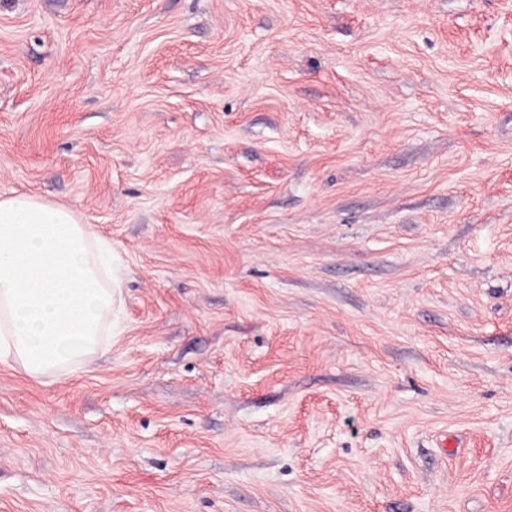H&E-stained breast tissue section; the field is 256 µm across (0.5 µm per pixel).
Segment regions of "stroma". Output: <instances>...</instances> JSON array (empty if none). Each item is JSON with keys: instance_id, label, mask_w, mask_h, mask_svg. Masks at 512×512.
I'll list each match as a JSON object with an SVG mask.
<instances>
[{"instance_id": "stroma-1", "label": "stroma", "mask_w": 512, "mask_h": 512, "mask_svg": "<svg viewBox=\"0 0 512 512\" xmlns=\"http://www.w3.org/2000/svg\"><path fill=\"white\" fill-rule=\"evenodd\" d=\"M16 193L119 286L0 512H512V0H0Z\"/></svg>"}]
</instances>
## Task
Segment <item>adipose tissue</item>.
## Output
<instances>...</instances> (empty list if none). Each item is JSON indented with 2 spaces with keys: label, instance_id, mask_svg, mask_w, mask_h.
<instances>
[{
  "label": "adipose tissue",
  "instance_id": "obj_1",
  "mask_svg": "<svg viewBox=\"0 0 512 512\" xmlns=\"http://www.w3.org/2000/svg\"><path fill=\"white\" fill-rule=\"evenodd\" d=\"M112 245L73 209L0 197V363L35 378L79 367L112 328Z\"/></svg>",
  "mask_w": 512,
  "mask_h": 512
}]
</instances>
